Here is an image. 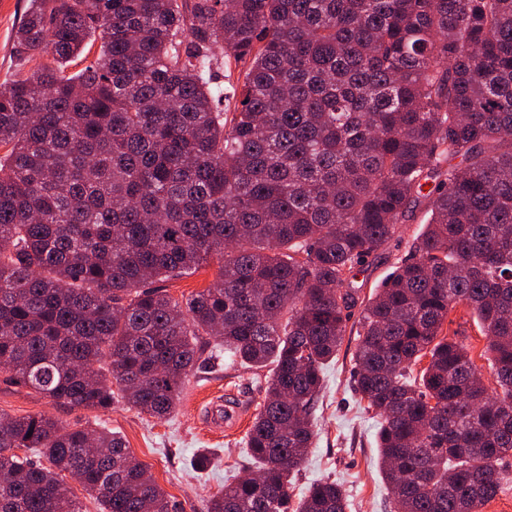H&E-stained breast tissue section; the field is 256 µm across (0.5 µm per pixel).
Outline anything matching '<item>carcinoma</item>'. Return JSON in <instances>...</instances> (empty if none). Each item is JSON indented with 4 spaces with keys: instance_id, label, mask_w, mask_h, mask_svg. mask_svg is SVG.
I'll return each mask as SVG.
<instances>
[{
    "instance_id": "1",
    "label": "carcinoma",
    "mask_w": 512,
    "mask_h": 512,
    "mask_svg": "<svg viewBox=\"0 0 512 512\" xmlns=\"http://www.w3.org/2000/svg\"><path fill=\"white\" fill-rule=\"evenodd\" d=\"M220 41L244 66L230 116ZM14 51L42 59L0 87V370L15 384L89 410L118 392L165 419L211 336L273 369L247 434L260 468L207 512H346L333 482L296 507L289 489L359 306L354 382L380 418L394 512H479L498 495L512 0H29ZM424 200L425 230L358 303L348 276ZM215 255L196 294L156 286ZM461 303L488 336L496 397L441 335ZM68 474L102 512H174L121 436L0 413V512H81Z\"/></svg>"
}]
</instances>
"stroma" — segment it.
Wrapping results in <instances>:
<instances>
[{
    "instance_id": "1",
    "label": "stroma",
    "mask_w": 512,
    "mask_h": 512,
    "mask_svg": "<svg viewBox=\"0 0 512 512\" xmlns=\"http://www.w3.org/2000/svg\"><path fill=\"white\" fill-rule=\"evenodd\" d=\"M28 0H0V85L31 75L40 60L20 61L13 47L15 29ZM428 219L418 208L399 224L392 240L369 265L350 277L359 299L369 298L377 285L410 250ZM357 321H349L334 361L324 370L323 389L315 403L314 438L302 470L294 480V498L321 481L341 483L348 512H392L393 503L380 469L376 433L378 419L359 402L353 383ZM442 333L467 346L488 388L496 382L488 366L487 338L464 305L450 313ZM205 360L185 383L176 409L164 420L131 408L120 397L107 410H86L52 403L43 395L14 384L0 371V413L27 416L42 413L71 426L105 427L123 436L130 453L170 496L177 512H206L210 497L234 482L255 461L246 448L247 432L265 399L268 369L247 367L209 343ZM211 455L205 471L194 468L195 458Z\"/></svg>"
}]
</instances>
